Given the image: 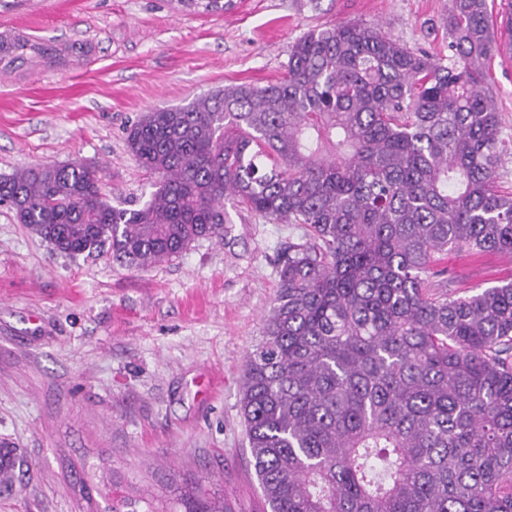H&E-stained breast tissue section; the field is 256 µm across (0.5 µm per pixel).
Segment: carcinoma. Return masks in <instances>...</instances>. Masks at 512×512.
I'll list each match as a JSON object with an SVG mask.
<instances>
[{
    "label": "carcinoma",
    "instance_id": "cac0c4a2",
    "mask_svg": "<svg viewBox=\"0 0 512 512\" xmlns=\"http://www.w3.org/2000/svg\"><path fill=\"white\" fill-rule=\"evenodd\" d=\"M448 28L446 60L376 25L314 29L274 83L144 113L126 144L155 191L133 208L78 161L0 177L17 221L71 257L168 261L224 240L227 201L304 229L239 391L271 512H512V280L428 287L439 255L512 256L488 0H449ZM29 54L56 50L18 40L0 62Z\"/></svg>",
    "mask_w": 512,
    "mask_h": 512
}]
</instances>
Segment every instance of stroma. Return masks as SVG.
I'll list each match as a JSON object with an SVG mask.
<instances>
[{
	"label": "stroma",
	"instance_id": "obj_1",
	"mask_svg": "<svg viewBox=\"0 0 512 512\" xmlns=\"http://www.w3.org/2000/svg\"><path fill=\"white\" fill-rule=\"evenodd\" d=\"M0 0L59 60L0 64V176L82 160L107 200L144 202L153 180L125 129L229 85L280 78L291 45L340 22L380 25L411 49L448 55V0ZM502 134L512 138V52L491 61ZM224 242L200 240L144 268L111 252L69 257L0 205V449L15 485L0 512H89L94 473L113 491L166 507L204 491L261 512L239 413L244 356L278 291L276 252L303 235L230 209ZM447 287L512 278V258L451 252Z\"/></svg>",
	"mask_w": 512,
	"mask_h": 512
}]
</instances>
